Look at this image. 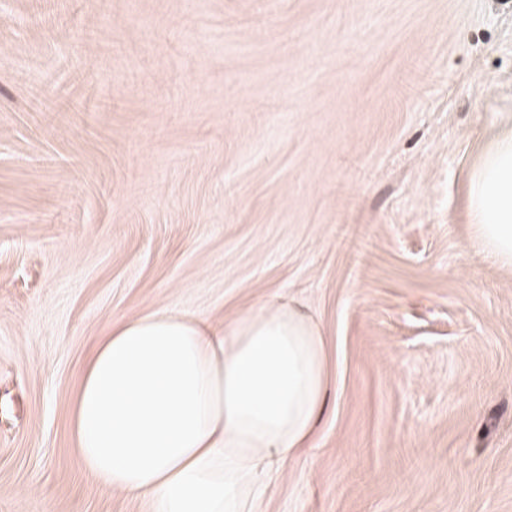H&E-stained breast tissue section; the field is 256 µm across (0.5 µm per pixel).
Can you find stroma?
Wrapping results in <instances>:
<instances>
[{
  "instance_id": "35a3bbf8",
  "label": "stroma",
  "mask_w": 512,
  "mask_h": 512,
  "mask_svg": "<svg viewBox=\"0 0 512 512\" xmlns=\"http://www.w3.org/2000/svg\"><path fill=\"white\" fill-rule=\"evenodd\" d=\"M510 122L512 0H0V512H150L75 451L97 339L288 296L327 405L259 512H512ZM467 202L477 247L512 267V125L498 130L469 173Z\"/></svg>"
}]
</instances>
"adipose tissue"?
Instances as JSON below:
<instances>
[{"label": "adipose tissue", "mask_w": 512, "mask_h": 512, "mask_svg": "<svg viewBox=\"0 0 512 512\" xmlns=\"http://www.w3.org/2000/svg\"><path fill=\"white\" fill-rule=\"evenodd\" d=\"M477 247L512 267V125L468 176ZM328 350L294 302L219 326L157 310L98 339L71 411L76 452L104 488L151 512H254L271 474L311 447L326 403Z\"/></svg>", "instance_id": "ef3b65f1"}]
</instances>
